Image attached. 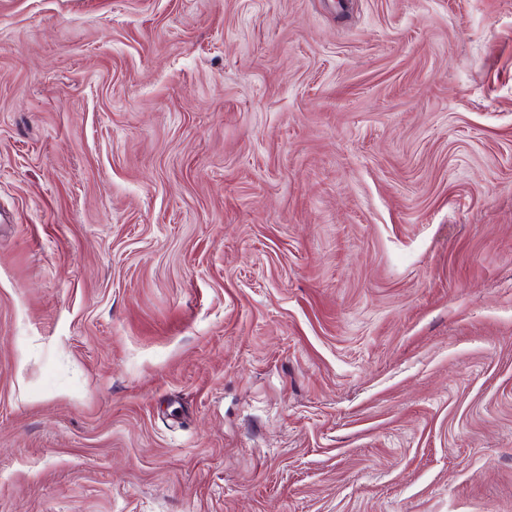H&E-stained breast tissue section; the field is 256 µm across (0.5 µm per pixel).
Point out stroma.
I'll list each match as a JSON object with an SVG mask.
<instances>
[{
	"label": "stroma",
	"instance_id": "stroma-1",
	"mask_svg": "<svg viewBox=\"0 0 512 512\" xmlns=\"http://www.w3.org/2000/svg\"><path fill=\"white\" fill-rule=\"evenodd\" d=\"M0 512H512V0H0Z\"/></svg>",
	"mask_w": 512,
	"mask_h": 512
}]
</instances>
